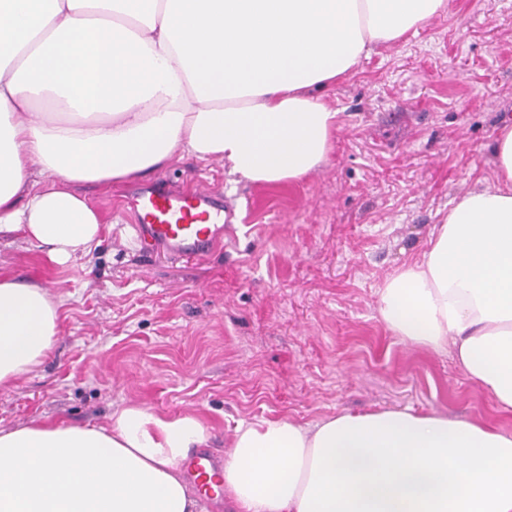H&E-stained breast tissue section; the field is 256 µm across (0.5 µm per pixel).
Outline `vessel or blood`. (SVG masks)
<instances>
[{"label":"vessel or blood","instance_id":"1","mask_svg":"<svg viewBox=\"0 0 512 512\" xmlns=\"http://www.w3.org/2000/svg\"><path fill=\"white\" fill-rule=\"evenodd\" d=\"M132 208L139 238L173 256H205L224 237V207L206 187L160 192L148 186L137 194ZM185 466L201 488L209 473L221 471L223 460L203 451L188 458Z\"/></svg>","mask_w":512,"mask_h":512}]
</instances>
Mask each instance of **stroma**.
<instances>
[{"label":"stroma","instance_id":"35a3bbf8","mask_svg":"<svg viewBox=\"0 0 512 512\" xmlns=\"http://www.w3.org/2000/svg\"><path fill=\"white\" fill-rule=\"evenodd\" d=\"M324 100L339 129L303 179L238 183L227 163L187 156L86 186L102 223L89 256L62 266L23 233L0 238V275L60 303L41 365L0 388V429L105 427L130 403L200 416L221 456L239 421L270 417L411 408L512 434V412L451 355L408 347L378 315L379 288L421 257L460 194L493 178L494 138L512 124V0H448ZM163 180L205 182L223 202L230 232L206 258L134 242L128 202Z\"/></svg>","mask_w":512,"mask_h":512}]
</instances>
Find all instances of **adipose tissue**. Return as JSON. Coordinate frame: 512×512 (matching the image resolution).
<instances>
[{
	"label": "adipose tissue",
	"mask_w": 512,
	"mask_h": 512,
	"mask_svg": "<svg viewBox=\"0 0 512 512\" xmlns=\"http://www.w3.org/2000/svg\"><path fill=\"white\" fill-rule=\"evenodd\" d=\"M446 0H0V235L63 264L101 222L80 185L129 181L189 154L248 183L299 180L327 159L321 90L372 46L403 41ZM492 183L461 194L420 260L380 288L403 342L458 365L512 412V126ZM40 285L0 278V387L56 334ZM210 431L136 405L109 426L0 430V512H193L182 471ZM221 492L238 512H512V435L411 409L313 424H240Z\"/></svg>",
	"instance_id": "1"
}]
</instances>
